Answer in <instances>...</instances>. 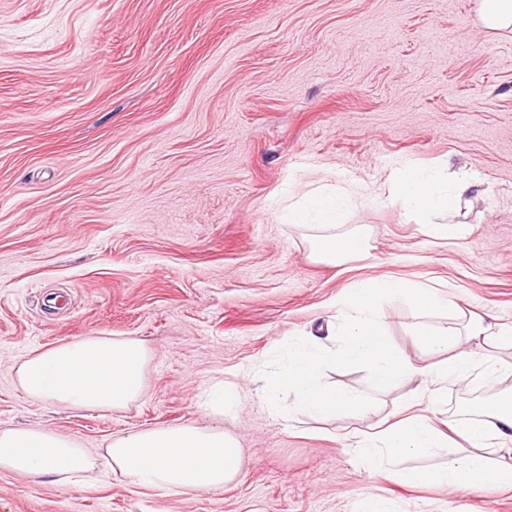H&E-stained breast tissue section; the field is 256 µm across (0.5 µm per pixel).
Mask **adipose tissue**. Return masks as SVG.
I'll return each mask as SVG.
<instances>
[{
	"instance_id": "obj_1",
	"label": "adipose tissue",
	"mask_w": 512,
	"mask_h": 512,
	"mask_svg": "<svg viewBox=\"0 0 512 512\" xmlns=\"http://www.w3.org/2000/svg\"><path fill=\"white\" fill-rule=\"evenodd\" d=\"M394 193L405 208L445 214L469 192L466 180L442 185L415 170L395 175ZM292 224L326 228L316 248L321 257L342 261L365 250L360 234H337L339 208L334 199L311 198L302 210L288 214ZM401 302L417 313L416 335L442 360L415 365L389 342L381 303ZM341 327H328L338 338L330 346L310 337L289 346L277 372L259 377L260 392L275 400L281 389L295 396L297 409L317 420L361 407L358 395L327 386L325 365L367 366L374 387L386 391L411 385L398 419L375 433L355 435V455H416L435 448L447 451L444 464L429 470H405V484H427L462 491L512 489V394L493 405L475 404L470 415L440 430L431 419L449 384L471 381L476 370L497 372L494 349L512 345V325L488 323L458 314L455 325L431 323V314L453 305L449 293L395 278L357 283L338 301ZM473 341L471 352L459 351L461 340ZM152 358L146 344L134 338L91 335L75 343L37 350L16 368L19 388L29 397L76 409L112 410L127 407L144 392V372ZM105 453L115 474L146 487L184 492L221 489L240 475L243 450L237 439L221 429L193 425L144 429L112 438ZM96 460L70 437L45 428H0V470L22 477L47 478L84 486L94 481Z\"/></svg>"
}]
</instances>
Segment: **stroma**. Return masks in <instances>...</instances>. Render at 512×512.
<instances>
[{
    "label": "stroma",
    "instance_id": "1",
    "mask_svg": "<svg viewBox=\"0 0 512 512\" xmlns=\"http://www.w3.org/2000/svg\"><path fill=\"white\" fill-rule=\"evenodd\" d=\"M471 189L433 237L391 198L405 168ZM359 188L337 232L363 255L317 257L321 228L289 202ZM441 288L465 314L512 322V33L474 0H0V426L51 429L104 453L112 437L192 423L245 451L221 490L87 487L0 471V512H512V491L459 494L369 478L350 448L393 421L408 386L373 391L363 365L325 381L362 407L289 422L294 395L257 372L321 324L352 282ZM393 346L435 357L409 308H386ZM98 333L146 342L144 394L70 410L27 397L14 367ZM238 400L209 409L213 384ZM512 390V374L449 385L437 426Z\"/></svg>",
    "mask_w": 512,
    "mask_h": 512
}]
</instances>
